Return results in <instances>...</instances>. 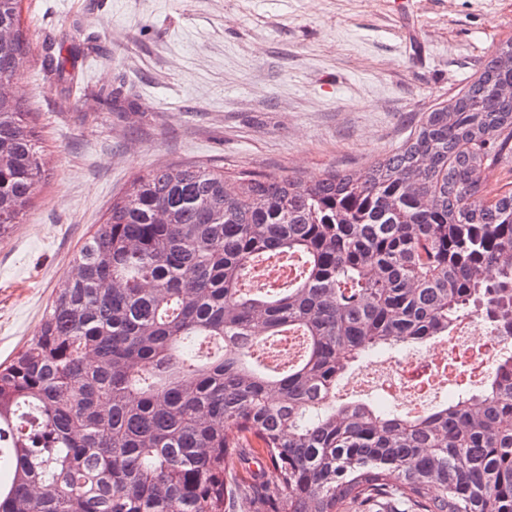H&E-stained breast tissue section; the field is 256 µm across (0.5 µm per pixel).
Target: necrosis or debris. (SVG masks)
I'll return each instance as SVG.
<instances>
[{"label":"necrosis or debris","mask_w":512,"mask_h":512,"mask_svg":"<svg viewBox=\"0 0 512 512\" xmlns=\"http://www.w3.org/2000/svg\"><path fill=\"white\" fill-rule=\"evenodd\" d=\"M452 333L449 341L437 343L419 356L385 367L368 364L363 381L380 390L384 397L405 398L417 412L447 380L464 383L486 380L501 358L512 352V336L492 332L477 309L461 314Z\"/></svg>","instance_id":"obj_1"}]
</instances>
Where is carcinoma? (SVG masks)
<instances>
[{
	"label": "carcinoma",
	"mask_w": 512,
	"mask_h": 512,
	"mask_svg": "<svg viewBox=\"0 0 512 512\" xmlns=\"http://www.w3.org/2000/svg\"><path fill=\"white\" fill-rule=\"evenodd\" d=\"M0 82L30 58L0 0ZM512 44L359 172L302 181L178 165L134 178L0 366V512H512V356L488 390L420 416L336 402L370 349L448 335L478 308L512 335ZM44 174L23 100L0 93V237ZM288 253L299 278L252 290ZM298 333L284 371L252 339ZM277 473L247 482L234 462Z\"/></svg>",
	"instance_id": "1"
}]
</instances>
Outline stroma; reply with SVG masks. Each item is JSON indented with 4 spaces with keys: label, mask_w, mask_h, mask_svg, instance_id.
Segmentation results:
<instances>
[{
    "label": "stroma",
    "mask_w": 512,
    "mask_h": 512,
    "mask_svg": "<svg viewBox=\"0 0 512 512\" xmlns=\"http://www.w3.org/2000/svg\"><path fill=\"white\" fill-rule=\"evenodd\" d=\"M21 18L12 88L45 177L0 238V363L136 176L364 169L512 42V0H22ZM61 54L64 82L44 64Z\"/></svg>",
    "instance_id": "stroma-1"
}]
</instances>
